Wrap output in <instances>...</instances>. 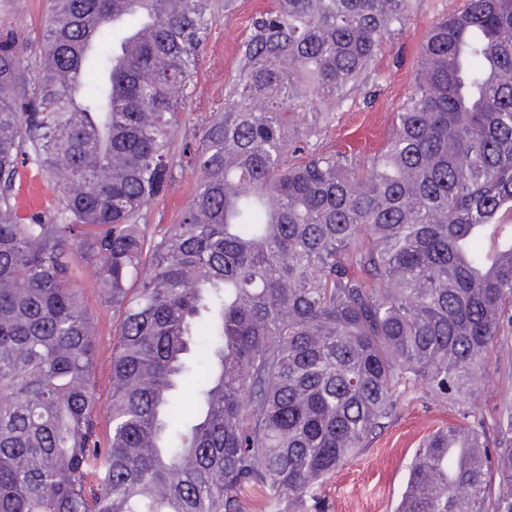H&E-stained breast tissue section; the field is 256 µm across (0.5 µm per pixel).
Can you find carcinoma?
I'll use <instances>...</instances> for the list:
<instances>
[{
	"label": "carcinoma",
	"mask_w": 512,
	"mask_h": 512,
	"mask_svg": "<svg viewBox=\"0 0 512 512\" xmlns=\"http://www.w3.org/2000/svg\"><path fill=\"white\" fill-rule=\"evenodd\" d=\"M52 3L38 63L0 30V512H323L401 394L466 396L512 330V0L432 22L370 156L323 136L421 0H270L182 153L211 0ZM20 159L54 188L29 218ZM395 512H512V399L491 441L424 438ZM201 179V173L197 169L185 166L178 169L175 179L166 193L154 200L148 207L150 223L174 224L179 212L185 207L191 198L196 183ZM79 283L87 310L93 315L100 336V349L103 355L101 362H105L106 365L111 351L112 304L107 302L103 292L98 288L96 278L91 270H82Z\"/></svg>",
	"instance_id": "carcinoma-1"
}]
</instances>
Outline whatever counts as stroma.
I'll return each instance as SVG.
<instances>
[{
  "label": "stroma",
  "instance_id": "obj_1",
  "mask_svg": "<svg viewBox=\"0 0 512 512\" xmlns=\"http://www.w3.org/2000/svg\"><path fill=\"white\" fill-rule=\"evenodd\" d=\"M268 0H238L234 13L220 17L213 27L207 53L194 78L195 96L190 116L178 131L175 145L193 143L198 123L224 109L225 88L237 70L238 45L247 32L251 17ZM49 0H0V27L38 39ZM461 6V0H425L403 33L383 51L379 62L387 82L371 105L355 99L336 110V120L326 131V146H336L367 116L380 115L392 123L401 103L413 88L420 59V46L431 22ZM201 173L192 167L177 171L166 193L148 207L151 224L175 223L191 198ZM84 301L100 336L102 353H110L112 305L108 303L91 270L79 278ZM512 396V332L492 353L481 385L461 399L441 400L418 389L409 390L398 403L389 426L375 437L361 455L331 477L319 490L325 512H394L405 489L409 468L419 442L439 427L470 423L493 432L501 401Z\"/></svg>",
  "mask_w": 512,
  "mask_h": 512
}]
</instances>
